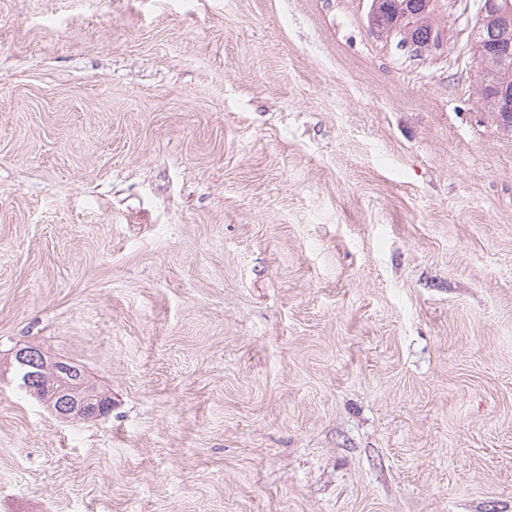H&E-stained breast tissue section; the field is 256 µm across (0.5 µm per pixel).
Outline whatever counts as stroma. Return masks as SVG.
<instances>
[{
	"mask_svg": "<svg viewBox=\"0 0 512 512\" xmlns=\"http://www.w3.org/2000/svg\"><path fill=\"white\" fill-rule=\"evenodd\" d=\"M368 7L0 0V512H512V136ZM29 347H32V345H25L17 348L14 353H17L19 355V359L24 361L26 356L30 353V350H33L34 358L26 364H22L14 355V361L20 375L21 385H27L33 390L42 392L46 399L43 403L52 412H54L53 410L57 407V403L60 401L58 398H54V396L56 394H64L65 392H67V394H64V396H82L83 398L93 400H98L99 398L104 397L112 403L111 399L105 395L104 392L97 390L94 386L89 385L85 381L84 374L80 368L73 365L82 372V381H80L83 384L82 389L75 386L69 377L62 374L61 371L57 369V361L51 362L38 346H33L30 350Z\"/></svg>",
	"mask_w": 512,
	"mask_h": 512,
	"instance_id": "35a3bbf8",
	"label": "stroma"
}]
</instances>
